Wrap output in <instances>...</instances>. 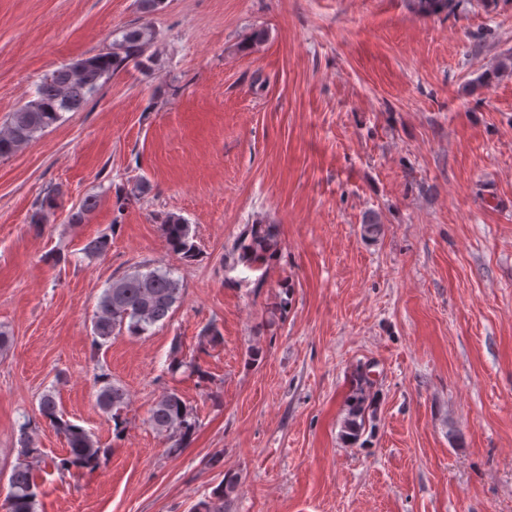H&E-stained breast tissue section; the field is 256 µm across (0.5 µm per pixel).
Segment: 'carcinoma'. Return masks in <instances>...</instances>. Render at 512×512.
Masks as SVG:
<instances>
[{"label": "carcinoma", "instance_id": "carcinoma-1", "mask_svg": "<svg viewBox=\"0 0 512 512\" xmlns=\"http://www.w3.org/2000/svg\"><path fill=\"white\" fill-rule=\"evenodd\" d=\"M408 7L421 17L448 13L456 8L454 0H408ZM158 35L149 21L136 22L120 30L112 39L110 49L81 57L62 65L51 76L36 86L31 99L13 112L8 123L0 128V158L8 157L34 142L47 129L64 119V113L77 112L96 95L113 75L131 68L148 73L159 63V53L149 52L157 43ZM151 192L145 179H138L117 196L118 209L131 200H140ZM61 191L49 190L30 215V223L39 225L58 206ZM169 252L191 258L196 245L191 227L173 213L157 216ZM111 248V238L103 233L89 240L83 252L92 257L105 255ZM278 251V241L272 226L255 224L250 238L240 244L239 261L250 268L263 266ZM183 298V286L173 276V271L163 267L142 265L112 279V283L99 298L92 318V339L103 347L112 336L127 332L141 336L149 327L170 317ZM355 385L347 398V416L343 420L344 432L357 441L366 430L368 415L374 412L372 381L363 369L354 377ZM96 403L103 413L110 416L115 436L125 431L121 410L126 401L123 386L107 375L95 377ZM39 414L48 421L67 443V453L46 459L37 448L30 422L20 426V448L8 483L9 491L0 508L4 512H36L39 485L37 473L48 469L60 474L72 470L93 472L100 468L102 459L110 449L103 448L82 426L64 419L58 411L53 393L41 396ZM196 410L175 390L165 392L148 411V422L160 435L171 441L169 452L180 453L191 440L197 427ZM238 476L224 474V480L211 495L193 506V512H226L225 502L236 490Z\"/></svg>", "mask_w": 512, "mask_h": 512}]
</instances>
